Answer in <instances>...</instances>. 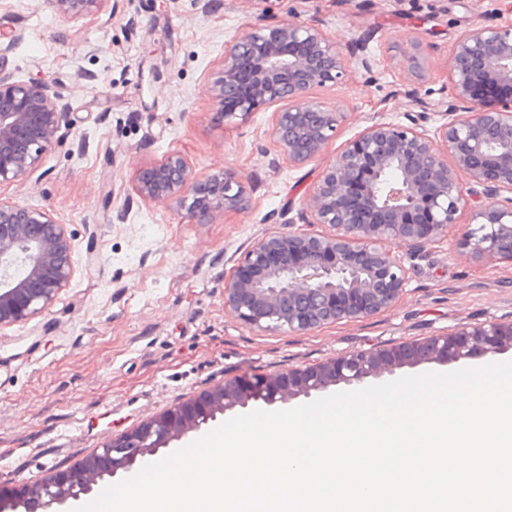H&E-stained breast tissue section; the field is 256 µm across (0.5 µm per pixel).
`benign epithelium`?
<instances>
[{
    "mask_svg": "<svg viewBox=\"0 0 512 512\" xmlns=\"http://www.w3.org/2000/svg\"><path fill=\"white\" fill-rule=\"evenodd\" d=\"M54 2L61 13L79 17L101 0ZM351 64L352 56L315 24L254 22L224 44L222 69L206 88L226 123L283 104L270 130L279 151L296 166L323 160L301 215L331 232L264 233L224 277V310L258 329L306 334L394 308L408 272L393 242L417 252L456 227L473 258L512 260V23L476 22L456 39L446 59L449 103L434 129L373 121L328 156L348 113L313 96V89L344 84ZM67 115L50 81L0 73V183L22 181L39 165ZM137 191L169 203L191 224L252 205L237 168L199 176L178 153L142 168ZM73 271L65 225L45 209L0 198V327L48 309ZM511 349L512 320L499 321L303 369L230 378L107 440L75 469L0 491V512H70L80 492L142 468L159 449L251 402L286 403L405 366Z\"/></svg>",
    "mask_w": 512,
    "mask_h": 512,
    "instance_id": "benign-epithelium-1",
    "label": "benign epithelium"
}]
</instances>
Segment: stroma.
<instances>
[{
    "label": "stroma",
    "mask_w": 512,
    "mask_h": 512,
    "mask_svg": "<svg viewBox=\"0 0 512 512\" xmlns=\"http://www.w3.org/2000/svg\"><path fill=\"white\" fill-rule=\"evenodd\" d=\"M490 17L512 22V0H101L79 17L54 0H0L1 66L51 80L68 107L39 167L0 185V198L48 210L76 259L50 308L0 329V487L76 467L107 438L236 375L511 320L512 262L474 259L453 229L406 257V295L373 318L295 335L225 313V276L256 237L278 230L321 163L280 155L274 109L228 125L206 91L225 42L258 20L313 23L344 46L365 40L369 68L314 90L348 114L333 151L371 121L406 123L415 98L446 100L452 45ZM172 151L201 176L238 168L251 208L192 224L140 198L139 169Z\"/></svg>",
    "instance_id": "stroma-1"
}]
</instances>
